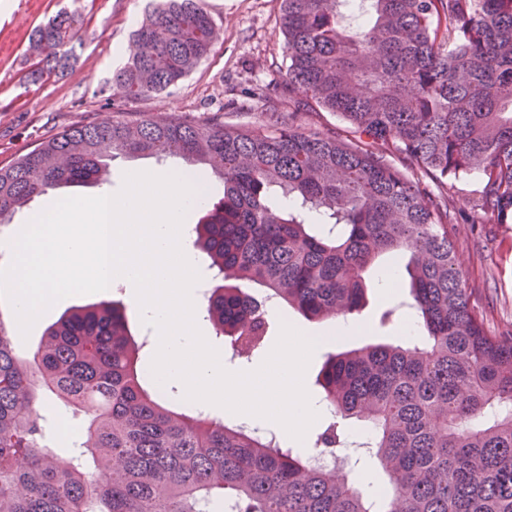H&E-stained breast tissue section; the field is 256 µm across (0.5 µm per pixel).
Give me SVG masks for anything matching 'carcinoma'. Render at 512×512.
<instances>
[{"label":"carcinoma","instance_id":"carcinoma-1","mask_svg":"<svg viewBox=\"0 0 512 512\" xmlns=\"http://www.w3.org/2000/svg\"><path fill=\"white\" fill-rule=\"evenodd\" d=\"M351 4L281 0L283 92L358 140L201 116L75 125L0 167V224L50 190L98 182L117 155L212 171L224 196L198 209L192 232L224 284L203 305L245 361L269 332L245 287L308 319H344L375 261L407 254L426 339L332 354L320 378L331 419L314 447L334 456L337 418L367 421L382 506L279 439L161 397L125 308L103 299L64 312L29 355L0 312V512H512V333L486 331L452 227L512 223V0H358L356 15ZM78 21L60 13L36 30L33 80L52 73ZM216 31L199 0H164L113 84L133 99L178 84ZM472 173L479 197L450 208L448 178ZM49 406L81 425L64 455L43 445Z\"/></svg>","mask_w":512,"mask_h":512}]
</instances>
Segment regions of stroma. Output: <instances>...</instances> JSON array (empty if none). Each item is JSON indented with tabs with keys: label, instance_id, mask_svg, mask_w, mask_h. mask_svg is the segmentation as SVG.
I'll return each instance as SVG.
<instances>
[{
	"label": "stroma",
	"instance_id": "stroma-1",
	"mask_svg": "<svg viewBox=\"0 0 512 512\" xmlns=\"http://www.w3.org/2000/svg\"><path fill=\"white\" fill-rule=\"evenodd\" d=\"M222 37L208 57L176 86L160 94L129 99L113 87L112 77L135 54L133 32L152 0H0V163L27 152L65 127L87 121L136 120L155 115L167 104L168 116L216 115L226 126L247 128L266 116L246 96L248 88L286 84L287 61L280 24L281 0H203ZM79 14L64 51L68 58L52 77L27 81L33 65L27 49L34 30L57 13ZM98 184L62 187L37 198L0 224V235H11L56 201L71 196H95ZM458 261L468 276L467 284L486 314V330L495 335L512 328V224L455 226ZM99 294L74 295L55 303L33 325L29 335L12 330L21 353L36 346L43 329L67 309L99 301ZM384 298L379 279H371L366 300L353 321L360 332L331 339V326L305 320L286 309L269 313L268 345H275L282 323L304 334L326 336L330 342L313 354L305 373V385L320 397L317 375L328 353L358 347L365 341L399 336L404 312ZM392 311L381 323L384 311Z\"/></svg>",
	"mask_w": 512,
	"mask_h": 512
}]
</instances>
